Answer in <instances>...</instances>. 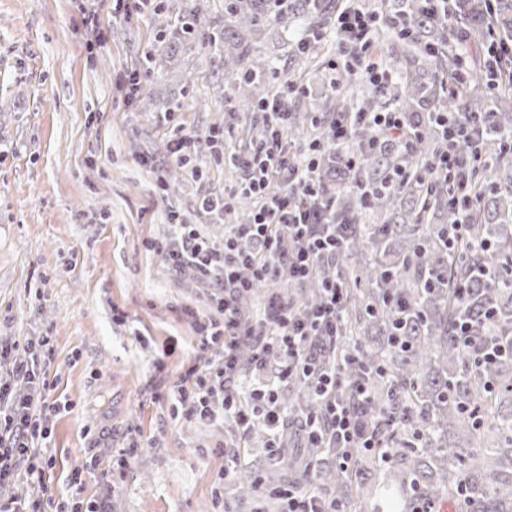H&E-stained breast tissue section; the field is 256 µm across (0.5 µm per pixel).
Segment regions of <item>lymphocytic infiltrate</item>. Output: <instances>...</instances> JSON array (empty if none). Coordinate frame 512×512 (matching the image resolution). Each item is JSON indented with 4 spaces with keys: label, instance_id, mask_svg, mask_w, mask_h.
<instances>
[{
    "label": "lymphocytic infiltrate",
    "instance_id": "1",
    "mask_svg": "<svg viewBox=\"0 0 512 512\" xmlns=\"http://www.w3.org/2000/svg\"><path fill=\"white\" fill-rule=\"evenodd\" d=\"M376 21V15L357 9L342 11L336 18L345 70L373 86L388 78L373 46ZM260 109L270 133L253 148L226 150L223 131L213 134L217 163L239 170L238 192L258 200L252 220L229 225L220 249L194 224L173 225L169 241L147 244L174 272L191 270L209 288L206 301L211 314L194 322L198 353L179 377L173 409L190 422L213 425L229 419L239 428L237 442L224 448V470L212 491L216 503H223L226 483L242 478L258 500L279 499L281 512H345L344 505L325 491H303L294 485L271 488L260 475H245L238 469L240 449L257 428L268 436L267 455L272 459L293 424L304 447L336 449L335 459L346 472L356 471L361 456L382 453L357 411L358 404L370 397L366 383L354 375L357 358H350L339 372L323 366L342 329L343 278L324 280L320 304L307 313L296 312L281 296L270 297L255 322L239 309L241 297L254 283L284 275L298 288L316 266L337 265L353 230L352 225L337 222L335 204L322 190L315 159L319 143H310L305 156L290 153L287 100L273 98L262 102ZM366 122L404 152L414 150L403 113L354 112L327 130L326 140L339 151L345 167L356 165L354 139L358 126ZM244 345L252 350L250 380L245 385L240 382L239 365ZM18 350L25 357L14 362L12 372L27 381L30 393L17 399L9 386L0 384V512H111L104 499L56 502L46 479L53 463L51 432L40 421L53 388L48 378L50 339L1 342L0 361ZM299 378L309 381L320 409L292 418L284 407L283 392ZM19 476L33 486V499L5 495V487Z\"/></svg>",
    "mask_w": 512,
    "mask_h": 512
}]
</instances>
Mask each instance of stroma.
Returning a JSON list of instances; mask_svg holds the SVG:
<instances>
[{"mask_svg": "<svg viewBox=\"0 0 512 512\" xmlns=\"http://www.w3.org/2000/svg\"><path fill=\"white\" fill-rule=\"evenodd\" d=\"M160 15H118L96 0L104 33L87 48L74 0H0V341L47 336L56 388L44 422L55 457L49 480L70 496L71 470L90 454L82 497L106 498L112 512H250L247 482L225 489L216 505L213 481L224 467L233 423L214 427L174 418L171 392L181 364L194 358V327L182 310L207 314L203 283L174 273L147 251L165 240L167 215L179 209L215 246L224 227L199 211L200 193L229 192L237 170L215 163L206 144L226 129L225 146L249 148L258 113L243 109L233 80L208 62L192 61L148 75L157 102L182 93L206 99L173 120L138 111L120 84L152 48L161 23L190 5L203 23L221 21L224 0H164ZM319 66L298 61L292 32H265L259 48L279 78L304 86L291 109L314 110L328 93L340 57L333 25L322 30ZM225 87L213 98L215 84ZM198 139L194 159L203 180L179 178L166 146L177 134ZM144 448L123 470L112 462L129 438Z\"/></svg>", "mask_w": 512, "mask_h": 512, "instance_id": "1", "label": "stroma"}]
</instances>
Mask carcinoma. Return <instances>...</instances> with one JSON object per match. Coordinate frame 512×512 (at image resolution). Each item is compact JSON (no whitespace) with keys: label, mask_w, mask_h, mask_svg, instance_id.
<instances>
[{"label":"carcinoma","mask_w":512,"mask_h":512,"mask_svg":"<svg viewBox=\"0 0 512 512\" xmlns=\"http://www.w3.org/2000/svg\"><path fill=\"white\" fill-rule=\"evenodd\" d=\"M331 9V0H292L285 13L268 0H225L224 20L205 25L192 7L173 28L160 29L161 55L145 59L146 71L181 63L185 50L206 48L216 69L237 77L241 102L256 112L273 96L275 73L274 61L256 50L257 37L302 21L320 26ZM390 9L410 21L406 35L382 33L392 42L384 67L393 80L375 88L344 76L336 94L288 130L306 137L308 128L347 112L389 105L407 113L417 133L411 154L380 144L367 149L353 171L328 147L320 156L324 190L336 196V220L356 230L342 264L334 271L317 267L300 289V310L318 302L324 279L343 275L342 336L325 363L339 370L350 354L358 355L356 376L373 391L363 418L388 461L322 474L319 488L348 506L363 500L379 477L384 490L401 496L404 512H413L416 494L427 503L448 497L466 512H512V59L501 62L503 88L494 91L482 63L493 40L512 38V0L450 5L453 35L471 65L452 90L446 79L458 57L448 50L441 17L418 0H396ZM442 113L463 130L474 125L480 132V159L462 172L475 196L470 239L483 248H448V225L462 219L449 204L458 181L439 182L428 170L446 145L435 122ZM352 183L373 190L369 211L377 223H362V208L347 191ZM459 321L470 327L465 341L454 335ZM481 347L496 354L487 360Z\"/></svg>","instance_id":"1"}]
</instances>
